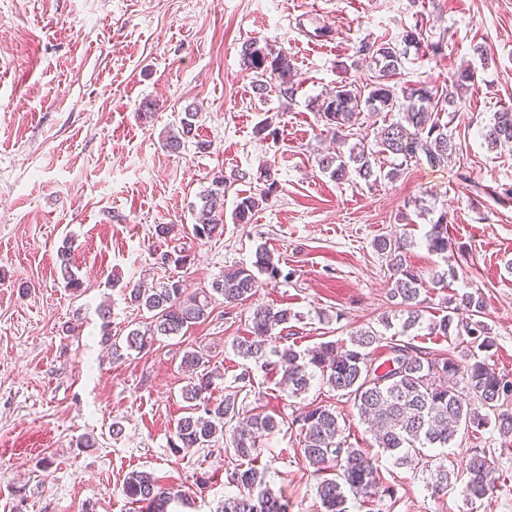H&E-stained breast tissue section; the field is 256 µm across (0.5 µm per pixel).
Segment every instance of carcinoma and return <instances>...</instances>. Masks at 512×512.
<instances>
[{
	"label": "carcinoma",
	"instance_id": "obj_1",
	"mask_svg": "<svg viewBox=\"0 0 512 512\" xmlns=\"http://www.w3.org/2000/svg\"><path fill=\"white\" fill-rule=\"evenodd\" d=\"M425 41L423 30H405L400 40L375 39L362 42L357 53L369 58L374 66L363 87L342 83L317 105V121L332 136L347 140L354 136L359 142L348 155H323L317 165L322 173L337 181L356 176L366 182L381 178L376 157L391 156L397 167L386 176L396 178L402 167L412 163L425 164L432 169L448 166L456 153L448 123L440 119L446 108H455L474 80L469 67L458 71L448 81V89L438 92L425 83L402 87L393 82L398 75L402 58L408 49H419ZM242 60L253 71L254 90L259 97L276 96L292 104L299 85L294 81V64L285 50H274L253 40L244 44ZM400 111V118L383 124L370 145L354 129L360 112ZM198 112L188 108L172 129L165 147L178 151L190 144L198 154H207L210 141L199 138L195 125ZM483 137L492 147L512 144V108L493 114L483 128ZM262 185L238 198L232 212L237 224L250 222L259 206L271 201L279 182L271 168L259 172ZM227 179L224 174L213 176L211 186L200 197L191 234L199 240L220 236L224 232V193ZM405 237L381 235L373 241L375 250L385 256L393 276L390 297L399 307L401 331L405 336L420 325L426 293L423 274L407 264ZM428 249L448 258L452 242L448 238V212L439 213L431 222L427 236ZM60 273L65 287L79 291L82 282L70 265V247L63 245L59 253ZM274 280L282 275L279 262L264 246L256 249L252 267H238L224 272L212 282L210 291L198 297L185 294L180 281L170 280L159 288H128L132 304L152 313L145 329H133L125 337L129 350L142 351L158 336H177L182 331L205 320L211 301L220 298L233 304L251 297L259 288L260 276ZM450 313L429 324L430 334L446 338L465 336L480 351L495 346L490 328L478 319L485 310L484 298L477 292L454 294L448 298ZM297 314L288 308L258 307L250 316V335L237 341L239 356L271 371L282 374L281 384L288 395L298 397L309 390L315 374L330 390L352 403L361 420L370 425L378 452L394 459L397 465H411L426 457V448H447L457 430L465 426L478 432L495 421L505 437L512 436V413H499L502 399L512 395V374L505 373L488 360L470 352L463 359L438 357L421 350L410 342L391 340L387 359L376 363L374 344L382 334L368 327L350 334L345 342L326 341L302 351L290 344L274 351L277 360L268 358L266 342L273 331ZM211 376L200 374L191 378L182 390L190 411L176 425L172 447L203 448L225 439L234 454L246 461V468L234 469L228 483L240 492L224 499L223 512H289V502L266 482V468L260 466L264 449L260 438L274 432L279 422L262 412L239 421L238 394H229L219 402L207 397ZM300 426V453L316 475V498L321 512H347L351 499L369 505L377 512L375 495L382 492L394 495V489L383 485L378 467L369 452L347 441L340 424V414L327 406H315L295 419ZM486 456L474 454L465 467L463 494L471 500H483L492 490ZM422 472L426 483L436 492L458 480L455 470L445 460L424 461ZM124 494L138 512H167L171 492L159 479L146 470L131 472L124 483Z\"/></svg>",
	"mask_w": 512,
	"mask_h": 512
}]
</instances>
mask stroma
<instances>
[{
    "label": "stroma",
    "mask_w": 512,
    "mask_h": 512,
    "mask_svg": "<svg viewBox=\"0 0 512 512\" xmlns=\"http://www.w3.org/2000/svg\"><path fill=\"white\" fill-rule=\"evenodd\" d=\"M324 24L330 34L315 36ZM416 25L442 51L409 49L398 85L441 90L463 64L476 72L449 117L456 155L441 170L412 164L374 183L332 180L316 164L333 142L317 126L314 103L341 81L370 75L368 60L355 55L362 40H394ZM250 39L291 55L299 89L290 107L256 95L240 57ZM477 44L487 60L473 53ZM146 101L156 105L148 118L140 114ZM190 105L210 153L162 145ZM506 107L512 0H0V512H135L123 493L135 470L186 495L169 512H222L225 496L237 492L226 479L238 464L232 449L221 441L171 446L188 409L189 351L204 356L211 399L235 392L244 413L279 420L262 439L266 481L290 512H315L316 477L300 455L294 418L328 405L341 412L354 446L374 441L356 409L321 380L289 396L234 343L248 335L259 305L300 315L290 333L269 338L272 350L380 328L395 314L387 262L373 248L380 235H407V263L423 274L454 266L449 284H428L426 318L440 319L453 294L482 291L495 339L486 357L512 371V147L490 148L480 135ZM268 116L277 135L263 140L254 128ZM263 166L279 182L272 201L250 223L228 218L223 235L194 239L192 210L212 173ZM418 198L447 210L451 261L428 250L429 218L408 211ZM158 224L174 230L157 238ZM66 238L83 282L78 293L59 274ZM261 245L278 258L282 278L262 280L248 300L213 302L210 316L180 335L113 353V342L150 318L126 300V283L180 280L199 294L225 271L251 266ZM174 249L188 254L186 265L158 264ZM102 305L111 310L107 341ZM244 371L246 388L238 381ZM511 443L491 424L460 429L452 447L436 449L458 467L477 452L493 459L501 480L473 505L455 487L432 493L420 468L380 459L384 483L395 488L384 512H512Z\"/></svg>",
    "instance_id": "obj_1"
}]
</instances>
